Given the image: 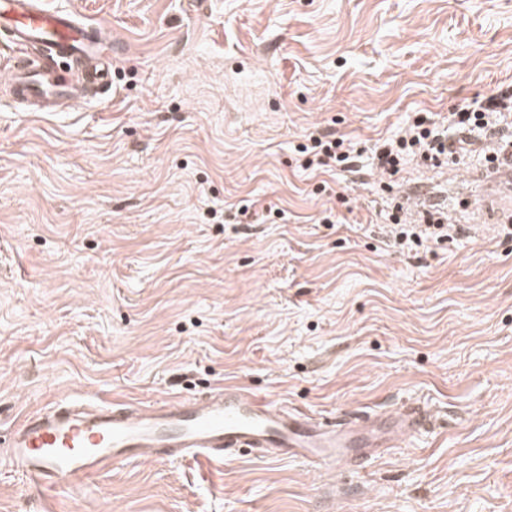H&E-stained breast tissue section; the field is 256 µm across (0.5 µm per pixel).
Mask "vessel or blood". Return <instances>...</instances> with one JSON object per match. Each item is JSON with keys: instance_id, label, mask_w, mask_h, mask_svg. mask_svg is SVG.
Instances as JSON below:
<instances>
[{"instance_id": "1", "label": "vessel or blood", "mask_w": 512, "mask_h": 512, "mask_svg": "<svg viewBox=\"0 0 512 512\" xmlns=\"http://www.w3.org/2000/svg\"><path fill=\"white\" fill-rule=\"evenodd\" d=\"M0 37L17 51L6 79L11 95L33 111L69 109L109 90L112 41L75 13L49 11L40 0H0ZM427 421L424 410L407 409L382 422L328 427L227 386L162 406L58 402L26 414L0 454L51 488L130 459L220 460L243 448L261 457L349 461L420 432Z\"/></svg>"}]
</instances>
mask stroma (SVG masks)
I'll list each match as a JSON object with an SVG mask.
<instances>
[{
	"mask_svg": "<svg viewBox=\"0 0 512 512\" xmlns=\"http://www.w3.org/2000/svg\"><path fill=\"white\" fill-rule=\"evenodd\" d=\"M45 6L111 36L112 91L24 112L0 87V448L60 400L227 384L320 420L433 417L332 475L241 452L47 490L0 459V512H512V215L483 231L484 150L370 160L411 113L512 84V0ZM313 131L357 142L353 169H303ZM424 180L458 231L404 249L389 215Z\"/></svg>",
	"mask_w": 512,
	"mask_h": 512,
	"instance_id": "obj_1",
	"label": "stroma"
}]
</instances>
